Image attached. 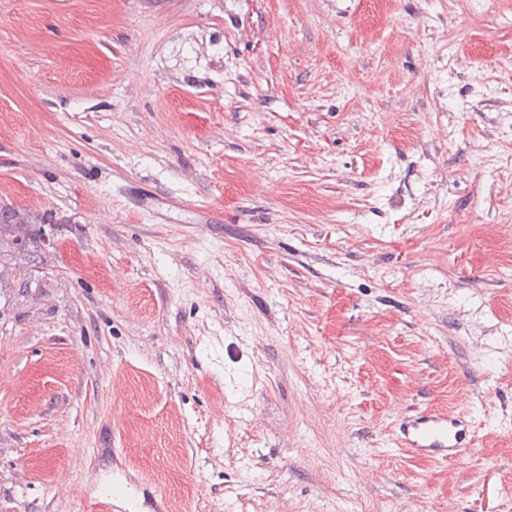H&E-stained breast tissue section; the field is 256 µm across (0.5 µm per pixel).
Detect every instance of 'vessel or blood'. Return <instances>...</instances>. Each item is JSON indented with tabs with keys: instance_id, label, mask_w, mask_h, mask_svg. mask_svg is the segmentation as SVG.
Here are the masks:
<instances>
[{
	"instance_id": "vessel-or-blood-1",
	"label": "vessel or blood",
	"mask_w": 512,
	"mask_h": 512,
	"mask_svg": "<svg viewBox=\"0 0 512 512\" xmlns=\"http://www.w3.org/2000/svg\"><path fill=\"white\" fill-rule=\"evenodd\" d=\"M466 437L461 417L423 411L403 419L398 445L418 454L458 462Z\"/></svg>"
}]
</instances>
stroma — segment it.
Segmentation results:
<instances>
[{
	"mask_svg": "<svg viewBox=\"0 0 512 512\" xmlns=\"http://www.w3.org/2000/svg\"><path fill=\"white\" fill-rule=\"evenodd\" d=\"M0 203V512H503L512 0H0ZM55 215L52 211L32 212L26 209H20L14 206L0 207V244L4 241V236L9 232L13 244H23L33 242L38 236L39 228L34 225H27V229L20 234L13 235L12 229L26 224H55ZM460 416L423 411L415 416L404 417L400 424L398 446L409 448L418 454L440 457L456 463H464L460 448L465 443L467 428Z\"/></svg>",
	"mask_w": 512,
	"mask_h": 512,
	"instance_id": "stroma-1",
	"label": "stroma"
}]
</instances>
